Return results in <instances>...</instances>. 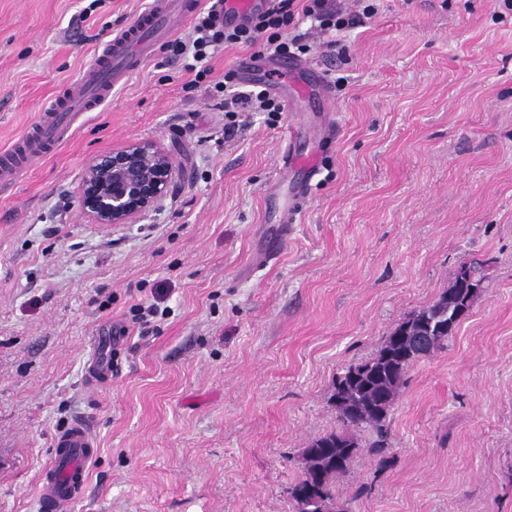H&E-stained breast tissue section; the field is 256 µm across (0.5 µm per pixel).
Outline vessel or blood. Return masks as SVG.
Returning a JSON list of instances; mask_svg holds the SVG:
<instances>
[{
    "instance_id": "1",
    "label": "vessel or blood",
    "mask_w": 512,
    "mask_h": 512,
    "mask_svg": "<svg viewBox=\"0 0 512 512\" xmlns=\"http://www.w3.org/2000/svg\"><path fill=\"white\" fill-rule=\"evenodd\" d=\"M206 0H152L149 8L121 33L108 41L101 55L81 78L66 85L45 108L36 129L10 148L0 151V182L8 184L36 160L46 157L66 139L78 116L96 110L113 89L141 66L158 43L180 30L193 11ZM267 0H224V11L241 23L266 6ZM302 188L290 190L278 211L281 224L295 223L302 208ZM50 467L55 480L43 482L39 491L44 512H68L78 498L76 487L87 479V463L94 439L84 423L76 422L57 442Z\"/></svg>"
}]
</instances>
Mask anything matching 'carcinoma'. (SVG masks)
<instances>
[{"mask_svg": "<svg viewBox=\"0 0 512 512\" xmlns=\"http://www.w3.org/2000/svg\"><path fill=\"white\" fill-rule=\"evenodd\" d=\"M470 290L452 282L430 304L414 312L419 328L431 340L425 346L412 342L394 345L386 337L381 348L369 359L349 366L345 376H337L331 398L344 393V400L357 408L348 415L336 410L340 427L312 440L302 450L301 477L288 488L292 512H336V481L344 475L355 456L368 453L385 457L389 451L390 412L404 385L408 370L420 359L444 348L454 328L448 326L446 312L451 304L471 310Z\"/></svg>", "mask_w": 512, "mask_h": 512, "instance_id": "obj_1", "label": "carcinoma"}]
</instances>
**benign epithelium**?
<instances>
[{
    "label": "benign epithelium",
    "mask_w": 512,
    "mask_h": 512,
    "mask_svg": "<svg viewBox=\"0 0 512 512\" xmlns=\"http://www.w3.org/2000/svg\"><path fill=\"white\" fill-rule=\"evenodd\" d=\"M174 173L172 158L157 142H127L88 165L79 188L81 209L97 224H131L167 195Z\"/></svg>",
    "instance_id": "7a95c632"
}]
</instances>
